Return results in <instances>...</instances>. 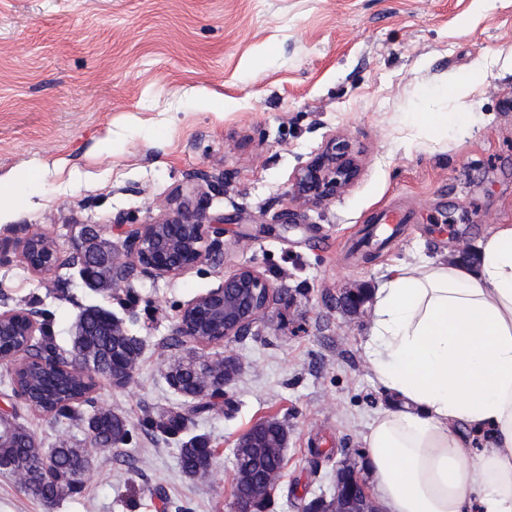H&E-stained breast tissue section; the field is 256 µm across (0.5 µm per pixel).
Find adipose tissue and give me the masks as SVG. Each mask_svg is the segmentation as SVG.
<instances>
[{"label":"adipose tissue","instance_id":"adipose-tissue-1","mask_svg":"<svg viewBox=\"0 0 512 512\" xmlns=\"http://www.w3.org/2000/svg\"><path fill=\"white\" fill-rule=\"evenodd\" d=\"M365 354L394 399L363 437L379 512H512V224L475 264L393 266Z\"/></svg>","mask_w":512,"mask_h":512}]
</instances>
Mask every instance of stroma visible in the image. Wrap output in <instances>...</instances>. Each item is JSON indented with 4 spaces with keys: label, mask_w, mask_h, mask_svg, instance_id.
<instances>
[{
    "label": "stroma",
    "mask_w": 512,
    "mask_h": 512,
    "mask_svg": "<svg viewBox=\"0 0 512 512\" xmlns=\"http://www.w3.org/2000/svg\"><path fill=\"white\" fill-rule=\"evenodd\" d=\"M476 72L467 97L453 93ZM421 112L462 118L429 131ZM334 139L352 146L358 176L324 204L296 201L298 174ZM180 190L224 228L211 260L181 275L98 288L74 265L39 275L19 253L0 258V312H34L62 357L90 306L143 344L130 380L97 378L84 407L127 420L118 450L29 408L0 365V409L41 448L91 459L81 490L51 509L0 477V512H231L233 450L266 419L288 435L266 512L330 496L337 462L364 454L390 405L365 357L370 308L347 312L343 294L512 224V0H0V240L27 224L68 256L94 228L117 248L114 221L159 218ZM396 206L413 213L397 238L346 257ZM242 267L279 289L269 316L219 344L170 346L179 308ZM224 356L241 370L223 403L189 413L170 369ZM166 410L189 413L182 439L213 448L208 475L182 471V439L147 432Z\"/></svg>",
    "instance_id": "35a3bbf8"
}]
</instances>
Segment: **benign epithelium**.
I'll return each instance as SVG.
<instances>
[{"mask_svg":"<svg viewBox=\"0 0 512 512\" xmlns=\"http://www.w3.org/2000/svg\"><path fill=\"white\" fill-rule=\"evenodd\" d=\"M357 163L345 142H334L315 157L297 178L292 196L304 203H322L336 197L356 176ZM24 237L16 244L21 256L37 273L50 271L59 261L60 248L55 237L33 231L28 225L21 227ZM121 255L99 253L80 248L76 259L84 280L95 284L94 269L112 270V278H124L137 270L145 275L168 277L209 260L220 245L221 227L208 220L198 205L182 203L163 217L146 224H131L124 231ZM276 289L260 272L241 268L224 277L210 289L184 304L177 314L174 335L184 336L199 344L219 343L234 336L246 334L254 323L265 315L275 298ZM21 325L25 335L34 337L46 333L45 324L24 310L0 312V333L9 322ZM231 360L224 358L209 362L215 377L205 387L203 400L210 402L224 396L227 381L222 379L223 368ZM279 472L270 473L266 489L250 502L234 499L232 512H262L257 502L268 498L277 486Z\"/></svg>","mask_w":512,"mask_h":512,"instance_id":"1","label":"benign epithelium"}]
</instances>
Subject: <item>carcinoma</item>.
Instances as JSON below:
<instances>
[{"instance_id":"cac0c4a2","label":"carcinoma","mask_w":512,"mask_h":512,"mask_svg":"<svg viewBox=\"0 0 512 512\" xmlns=\"http://www.w3.org/2000/svg\"><path fill=\"white\" fill-rule=\"evenodd\" d=\"M105 311L85 310L79 318L77 331L72 340L73 351L85 359L78 369L68 368L67 363L55 357L56 347L52 337H42L34 356L37 361L17 373L14 385L27 393L30 406L40 412L68 416L81 420L78 406L89 401L96 386L95 377L112 371V360L123 359L129 352H139L136 339L116 336L108 330ZM29 336H3L0 352L9 354L28 345ZM208 365L205 360L189 358L179 362L172 371L171 384L183 395L194 394L205 387ZM185 417L180 414L148 421V426L162 435H175L184 426ZM95 435L90 444L113 448L126 442L129 429L126 422L110 412L90 417ZM8 446L0 447V476H26L24 491L39 500L60 498L82 488L88 468L86 454L81 448L62 445L50 455L31 446L27 433L14 431L5 438ZM235 472L246 479L234 486V494L251 495L264 485L267 474L283 468V455L276 448L254 453L247 448L233 449ZM208 457V441L192 437L182 443L180 465L188 476H195Z\"/></svg>"}]
</instances>
